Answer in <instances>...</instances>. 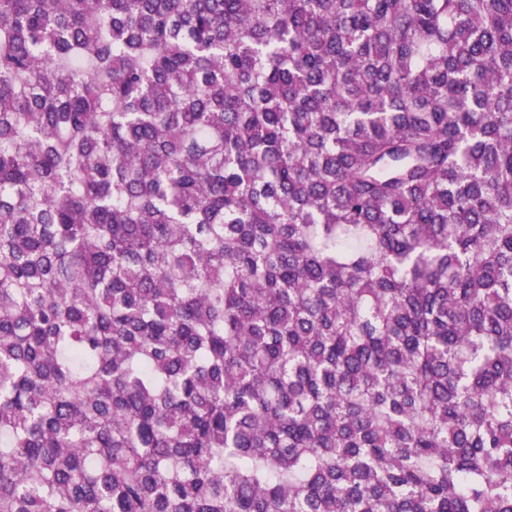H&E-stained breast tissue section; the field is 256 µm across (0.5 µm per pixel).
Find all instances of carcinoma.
I'll return each mask as SVG.
<instances>
[{
	"label": "carcinoma",
	"mask_w": 512,
	"mask_h": 512,
	"mask_svg": "<svg viewBox=\"0 0 512 512\" xmlns=\"http://www.w3.org/2000/svg\"><path fill=\"white\" fill-rule=\"evenodd\" d=\"M0 512H512V0H0Z\"/></svg>",
	"instance_id": "1"
}]
</instances>
